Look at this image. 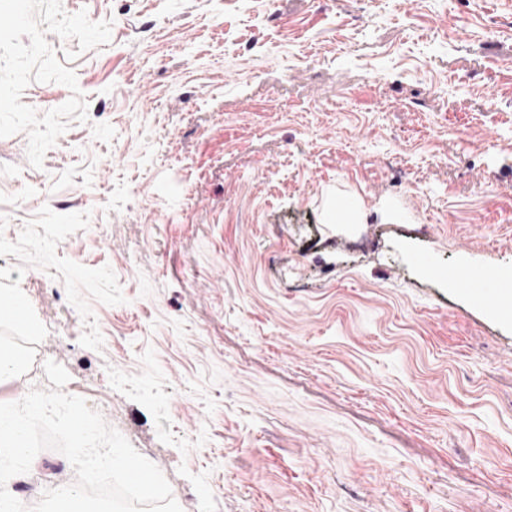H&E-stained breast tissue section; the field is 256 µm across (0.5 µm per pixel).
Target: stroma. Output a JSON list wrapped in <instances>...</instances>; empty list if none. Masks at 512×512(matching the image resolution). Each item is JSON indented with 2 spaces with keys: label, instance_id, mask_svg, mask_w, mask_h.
Instances as JSON below:
<instances>
[{
  "label": "stroma",
  "instance_id": "1",
  "mask_svg": "<svg viewBox=\"0 0 512 512\" xmlns=\"http://www.w3.org/2000/svg\"><path fill=\"white\" fill-rule=\"evenodd\" d=\"M87 105L0 138V398L99 411L182 512H512V0H62ZM359 224H332L336 199ZM489 275L497 281L512 283V272L508 275L491 272ZM489 275L483 274L478 278H469L463 281V287L468 291L479 293L486 302L494 304L493 309L497 316L512 324V292L506 293L501 298L505 287H499L492 283Z\"/></svg>",
  "mask_w": 512,
  "mask_h": 512
}]
</instances>
